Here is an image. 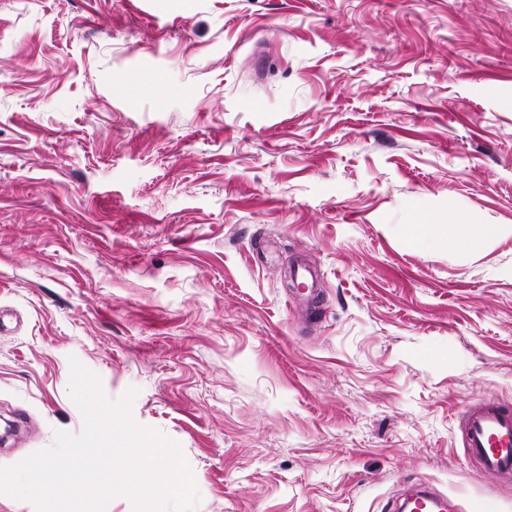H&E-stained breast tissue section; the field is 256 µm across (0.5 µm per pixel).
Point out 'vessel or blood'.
I'll return each mask as SVG.
<instances>
[{
	"label": "vessel or blood",
	"instance_id": "1",
	"mask_svg": "<svg viewBox=\"0 0 512 512\" xmlns=\"http://www.w3.org/2000/svg\"><path fill=\"white\" fill-rule=\"evenodd\" d=\"M469 455L489 474L512 476V408L487 399L471 405L463 427Z\"/></svg>",
	"mask_w": 512,
	"mask_h": 512
}]
</instances>
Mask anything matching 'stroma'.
<instances>
[{"label":"stroma","mask_w":512,"mask_h":512,"mask_svg":"<svg viewBox=\"0 0 512 512\" xmlns=\"http://www.w3.org/2000/svg\"><path fill=\"white\" fill-rule=\"evenodd\" d=\"M74 359L196 512H512L461 430L512 405V0H0V467ZM497 235L493 224H448V239L460 251L469 250L477 238L492 239ZM409 510L420 512H447L448 508L444 506L443 496L428 491H420L412 501Z\"/></svg>","instance_id":"obj_1"}]
</instances>
